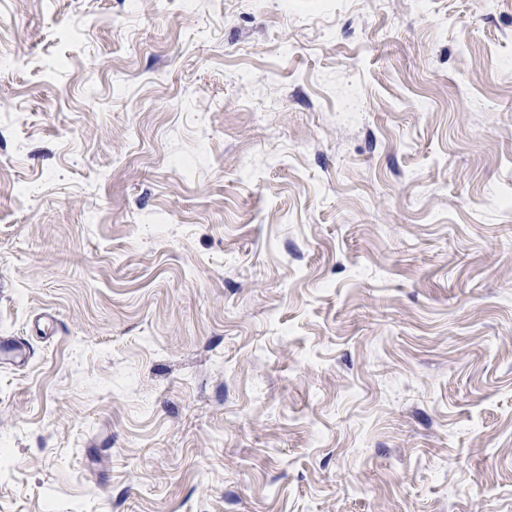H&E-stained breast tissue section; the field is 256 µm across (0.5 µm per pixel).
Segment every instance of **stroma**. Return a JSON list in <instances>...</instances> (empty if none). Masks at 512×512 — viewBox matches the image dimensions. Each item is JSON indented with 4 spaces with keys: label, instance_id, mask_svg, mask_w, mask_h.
I'll list each match as a JSON object with an SVG mask.
<instances>
[{
    "label": "stroma",
    "instance_id": "obj_1",
    "mask_svg": "<svg viewBox=\"0 0 512 512\" xmlns=\"http://www.w3.org/2000/svg\"><path fill=\"white\" fill-rule=\"evenodd\" d=\"M0 512H512V0H0Z\"/></svg>",
    "mask_w": 512,
    "mask_h": 512
}]
</instances>
